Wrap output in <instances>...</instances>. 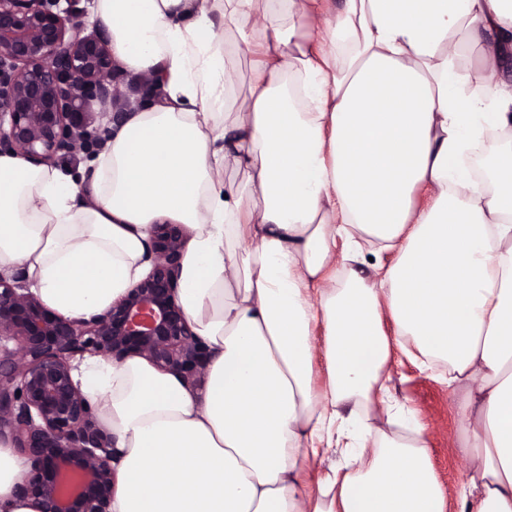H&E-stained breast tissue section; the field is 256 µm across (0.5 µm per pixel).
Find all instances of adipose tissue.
Masks as SVG:
<instances>
[{
    "label": "adipose tissue",
    "instance_id": "ef3b65f1",
    "mask_svg": "<svg viewBox=\"0 0 512 512\" xmlns=\"http://www.w3.org/2000/svg\"><path fill=\"white\" fill-rule=\"evenodd\" d=\"M330 2L92 0L117 72L160 96L108 124L82 181L0 154V273L60 315L132 288L152 225L189 233L205 386L140 358L72 372L114 439L110 512H512V149L488 190L463 162L512 127V0ZM396 347L448 388L456 491L388 398ZM28 470L0 438V512H41Z\"/></svg>",
    "mask_w": 512,
    "mask_h": 512
}]
</instances>
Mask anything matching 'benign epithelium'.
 <instances>
[{
    "instance_id": "benign-epithelium-1",
    "label": "benign epithelium",
    "mask_w": 512,
    "mask_h": 512,
    "mask_svg": "<svg viewBox=\"0 0 512 512\" xmlns=\"http://www.w3.org/2000/svg\"><path fill=\"white\" fill-rule=\"evenodd\" d=\"M79 0H0V151L35 165L94 152L100 135L78 122L91 101L124 96L103 32H71ZM181 224H154L149 273L89 320L46 307L20 276H0V436L32 463L19 485L42 512H110L112 436L72 377L87 355L135 357L188 387L210 353L178 302L187 241Z\"/></svg>"
}]
</instances>
